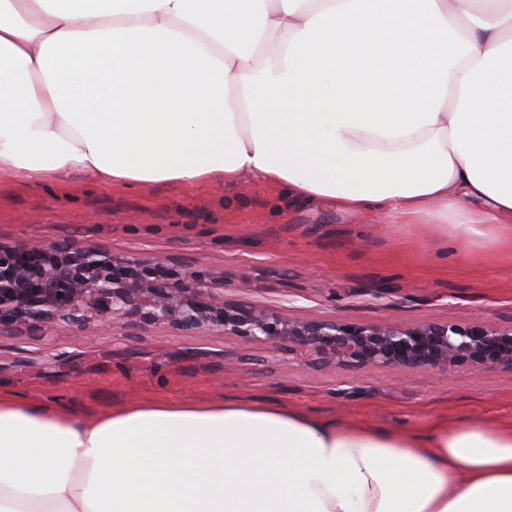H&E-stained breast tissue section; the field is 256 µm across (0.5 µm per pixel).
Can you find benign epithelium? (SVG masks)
Segmentation results:
<instances>
[{
    "label": "benign epithelium",
    "mask_w": 512,
    "mask_h": 512,
    "mask_svg": "<svg viewBox=\"0 0 512 512\" xmlns=\"http://www.w3.org/2000/svg\"><path fill=\"white\" fill-rule=\"evenodd\" d=\"M231 286L226 270L213 266L134 258L74 239L0 241V334L39 335L60 326L106 335L119 325L137 336L166 328L183 336H232L248 348L300 351L312 356L315 368L512 371V315L470 323L434 317L414 324L292 318L227 298Z\"/></svg>",
    "instance_id": "7a95c632"
}]
</instances>
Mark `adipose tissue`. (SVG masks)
Here are the masks:
<instances>
[{
  "mask_svg": "<svg viewBox=\"0 0 512 512\" xmlns=\"http://www.w3.org/2000/svg\"><path fill=\"white\" fill-rule=\"evenodd\" d=\"M512 0H0V178L250 177L512 242ZM0 512H512V424L0 389Z\"/></svg>",
  "mask_w": 512,
  "mask_h": 512,
  "instance_id": "obj_1",
  "label": "adipose tissue"
}]
</instances>
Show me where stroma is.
I'll return each instance as SVG.
<instances>
[{
	"mask_svg": "<svg viewBox=\"0 0 512 512\" xmlns=\"http://www.w3.org/2000/svg\"><path fill=\"white\" fill-rule=\"evenodd\" d=\"M73 238L129 256L224 268L228 297L290 317L417 323L512 313V248L458 250L446 227L386 224L373 213L288 202L280 190L237 184L101 185L0 180V239ZM0 386L51 398L93 420L154 396L276 398L320 418L382 429L512 421V373L460 368L444 376L397 368L312 370L307 355L247 348L229 336H177L120 327L84 338L0 335Z\"/></svg>",
	"mask_w": 512,
	"mask_h": 512,
	"instance_id": "1",
	"label": "stroma"
}]
</instances>
